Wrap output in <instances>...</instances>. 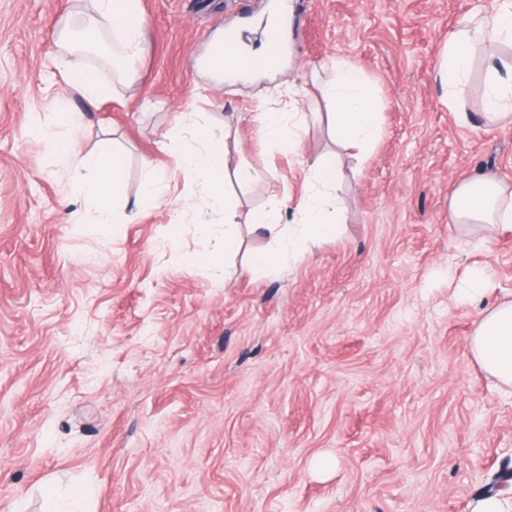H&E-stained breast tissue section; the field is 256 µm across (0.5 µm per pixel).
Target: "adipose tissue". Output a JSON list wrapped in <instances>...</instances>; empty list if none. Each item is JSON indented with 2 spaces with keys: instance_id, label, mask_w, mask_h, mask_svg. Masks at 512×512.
Listing matches in <instances>:
<instances>
[{
  "instance_id": "obj_1",
  "label": "adipose tissue",
  "mask_w": 512,
  "mask_h": 512,
  "mask_svg": "<svg viewBox=\"0 0 512 512\" xmlns=\"http://www.w3.org/2000/svg\"><path fill=\"white\" fill-rule=\"evenodd\" d=\"M97 14L118 31L117 47L125 63V79H136L133 67L147 43L143 23L138 18L139 0H94ZM512 44V0H499L494 13L470 19L467 26L448 36L443 49L440 80L447 88L444 103L455 113L460 124L470 125L472 118L458 101L457 87L467 77L476 45H483L487 67L483 120L489 123L512 119V59L502 55L501 45ZM319 96L329 108L330 124L338 143L357 148L367 156L380 134L377 100L365 75L351 62L336 63L333 81L317 85ZM62 122L73 132L72 138L54 143V154L66 169L78 171L75 181L88 197L100 223L110 221L122 178L123 167L114 161L111 140L99 142L95 153L84 155L78 149L75 133L81 128L76 112L61 113ZM258 120L266 136L280 143L291 154L301 149L303 115L293 111L267 110ZM229 134L223 126L206 129L200 143L184 153L182 169L188 179L201 184L208 197L224 194V177L234 173L238 182L251 183L266 179V170L251 165H231L224 143ZM311 183L302 198L293 224L282 222L279 210L256 212L251 218L254 230L269 236L278 245L274 251L254 253L251 271H268L297 252L309 241L338 236L341 212H330L331 191L340 179L337 166L318 161L308 168ZM449 214L453 224L465 232L492 225L512 226V189L487 173L475 171L460 181L452 194ZM472 353L488 374L505 387L512 388V301H504L484 311L471 340Z\"/></svg>"
}]
</instances>
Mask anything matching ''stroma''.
Wrapping results in <instances>:
<instances>
[{
    "label": "stroma",
    "instance_id": "stroma-1",
    "mask_svg": "<svg viewBox=\"0 0 512 512\" xmlns=\"http://www.w3.org/2000/svg\"><path fill=\"white\" fill-rule=\"evenodd\" d=\"M282 0H140L138 78L101 69L93 101L53 60L62 20L91 0H0V512H475L512 471V391L474 359L481 313L512 300V230L484 243L448 215L480 168L512 183V124L484 125L476 52L463 101L442 103L448 33L491 0H289L276 69L214 82L199 71L224 26L258 53ZM359 67L381 135L364 161L337 145L317 84ZM296 104L299 155L266 139L258 112ZM83 116V151L112 142L123 166L112 225L57 171L50 141ZM228 120L233 157L269 169L224 185L240 216L285 205L304 168L339 158V236L276 268L246 270L270 240L241 228L225 271L224 204L186 179L191 134ZM164 187L144 200L145 164ZM185 206L179 231L172 211ZM482 269V301L462 282Z\"/></svg>",
    "mask_w": 512,
    "mask_h": 512
}]
</instances>
